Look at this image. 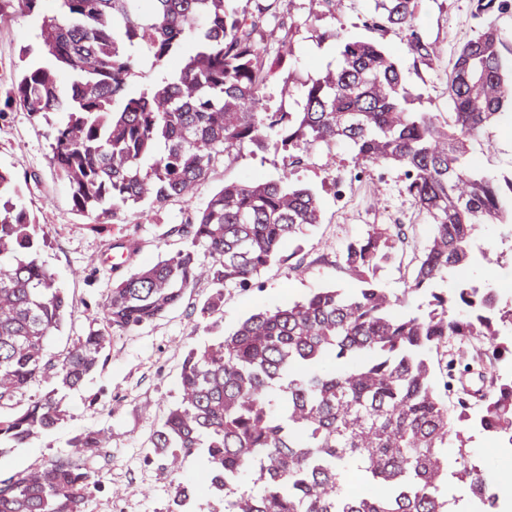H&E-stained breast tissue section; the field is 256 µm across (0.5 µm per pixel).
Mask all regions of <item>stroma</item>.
<instances>
[{
  "label": "stroma",
  "instance_id": "obj_1",
  "mask_svg": "<svg viewBox=\"0 0 512 512\" xmlns=\"http://www.w3.org/2000/svg\"><path fill=\"white\" fill-rule=\"evenodd\" d=\"M490 27L497 29L512 49V0L489 13L478 12L475 0H417L412 29L385 31L372 26L371 0H344L336 12L327 11L321 0H293L282 23L267 28L269 58L286 52L291 58L267 80L263 103L272 112L302 111L303 84L336 67L337 39L343 36L381 44L401 70L413 97V109L428 113L436 123H446L450 119L448 76L453 62L467 40ZM413 32L435 48V57L428 60L410 52L408 41ZM37 43L36 17L21 16L0 26V167L24 179L21 201L48 237L41 259L69 300L63 325L47 340L49 352L64 354L77 336L100 327L103 304L113 282L189 248L190 238L170 234V227L188 223L225 184L274 181L287 167L292 181L313 190L319 200L320 223L284 243L281 260L261 270L250 288L225 287L223 305L211 317L203 319L195 312L212 292L210 284L202 281L153 322L133 331H113L96 372L79 390L66 394L65 421L0 456V476L7 477L69 457L66 442L75 433L106 430L111 435L110 447L88 463L96 485L87 512H165L177 482L195 481L202 466L200 457L188 458L177 479L164 460L149 450L154 427L178 398L186 351L237 329L256 310H273L325 288L352 289L354 283L336 256L348 241L365 235L372 224L407 226L409 245L404 260L385 269L381 281L388 292L401 297V311L414 313L425 308L427 294L410 291L409 286L413 259L427 245L432 226L406 192L401 169L378 166L357 170L351 146L339 141L302 152L297 165L281 150L261 153L241 147L214 163L191 200L175 198L128 222L95 228L75 211L69 185L51 162L52 126L61 121V114L52 115L50 122L36 123L5 105L18 66L19 46ZM286 78L295 84L288 97L281 92ZM470 156L487 177L512 173V115L502 114L486 127L472 142ZM125 240L139 246L130 261L117 269L102 262L110 245ZM475 246L497 254V262L474 258L461 274L445 279L444 291H453L463 277L496 289L503 302H512V239L505 227L478 226ZM430 360L436 380L449 385L443 394L449 411L457 414L462 405H474L481 384L476 371L467 368L471 357L466 347L452 345L443 354L431 355Z\"/></svg>",
  "mask_w": 512,
  "mask_h": 512
}]
</instances>
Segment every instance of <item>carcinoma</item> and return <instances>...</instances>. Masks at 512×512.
<instances>
[{
    "label": "carcinoma",
    "mask_w": 512,
    "mask_h": 512,
    "mask_svg": "<svg viewBox=\"0 0 512 512\" xmlns=\"http://www.w3.org/2000/svg\"><path fill=\"white\" fill-rule=\"evenodd\" d=\"M40 0H0V23L33 15ZM59 13L38 19L44 62L12 82L6 104L31 121H49L52 160L69 184L74 209L94 224L134 217L170 199L189 200L221 154L243 146L267 150L277 130L284 151L336 141L353 145L358 167L403 169L406 190L433 224L411 289L427 310L398 311L401 300L377 273L404 253L402 224H371L339 255L359 287L327 288L276 310L259 311L239 328L185 355L178 401L150 437V451L179 476L195 452L205 462L193 485L177 484L167 512H448L441 494L457 479L481 512H496L491 474L465 452L476 430L512 448V376L489 374L479 408L452 418L428 353L454 340L489 363L512 360V304L492 288L461 282L448 295L436 285L471 259L479 224L512 236V175L490 179L468 159V145L512 99L499 32L488 28L460 49L448 79L452 122L436 124L410 107L392 56L375 41L342 39L334 70L304 84V110L267 112L263 86L286 58L267 59V13L234 0H58ZM416 0H376L378 30L410 25ZM193 52L180 56L185 43ZM423 59L433 48L411 32ZM173 72L138 91L139 68ZM320 221L314 193L277 181L226 184L178 233L209 256L179 251L116 282L102 326L80 336L62 357L46 340L69 303L40 261L45 235L21 203L15 176L0 169V455L51 430L66 417L61 390H73L97 367L109 329L132 330L161 316L184 290L206 280L212 294L201 316L216 311L224 287L245 289L281 258L284 241ZM50 378L44 397L17 407L29 387ZM103 430L69 442L71 457L0 478V512H86L92 484L86 461L109 447ZM457 446L448 473L443 450ZM250 473L259 491L242 489Z\"/></svg>",
    "instance_id": "obj_1"
}]
</instances>
